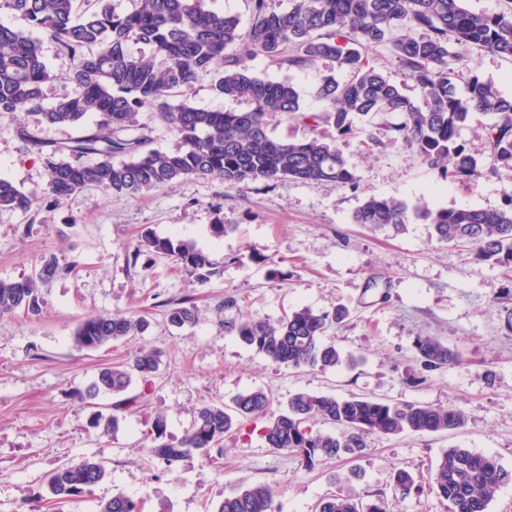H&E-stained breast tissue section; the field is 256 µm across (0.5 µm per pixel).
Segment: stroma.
<instances>
[{
	"label": "stroma",
	"mask_w": 512,
	"mask_h": 512,
	"mask_svg": "<svg viewBox=\"0 0 512 512\" xmlns=\"http://www.w3.org/2000/svg\"><path fill=\"white\" fill-rule=\"evenodd\" d=\"M35 38L55 75L44 88L49 105L71 93V61L44 33ZM248 65L257 76L292 81L307 110H322L315 90L328 63L299 70L257 56ZM393 121L358 118L379 140L368 156L360 155L357 140H339L357 166L355 190L293 179L230 186L187 178L138 197L111 198L90 187L52 205L44 160L23 151L19 130L64 143L78 129L40 124L24 112L0 117V176L40 202L29 212L0 210V279L31 277L49 256L77 265L41 289L39 314L0 317V512L42 505L49 474L85 457L101 462L107 475L72 496L63 512H98L117 493L140 512H215L225 496L262 483L277 491L275 512H318L332 494L380 497L386 512H448L427 485L444 450L489 453L512 471V276L475 261L470 248L437 242L432 225L417 215L426 207L499 209L512 196V173L488 172L471 184L443 181L393 141ZM370 196L406 203L402 232L353 223ZM219 224L224 234L216 233ZM148 231L193 241L214 276L201 285L170 259L134 257ZM187 295L199 318L172 326L171 304ZM228 295L239 301L229 311ZM339 307L349 315L325 339L345 360L324 371L275 364L222 326L227 317L274 323L301 308ZM133 314L147 320L145 335L92 351L75 346L82 321ZM423 336L458 350L462 364L424 371L415 346ZM144 347L159 352L160 368L150 382H134L130 392L142 395L141 404L123 413L117 432L106 431L96 417L111 415L112 397L92 405L81 394L100 367L132 362ZM256 389L268 393L277 412L299 393L374 397L451 408L466 425L373 435L360 457L310 465L299 454L272 451L248 421L225 438L222 466L197 452L172 468L147 465L156 419L164 421V440L177 441L203 405L229 407ZM400 469L419 491L393 492Z\"/></svg>",
	"instance_id": "obj_1"
}]
</instances>
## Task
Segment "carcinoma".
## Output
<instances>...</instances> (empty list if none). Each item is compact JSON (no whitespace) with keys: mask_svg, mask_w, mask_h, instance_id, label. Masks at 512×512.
<instances>
[{"mask_svg":"<svg viewBox=\"0 0 512 512\" xmlns=\"http://www.w3.org/2000/svg\"><path fill=\"white\" fill-rule=\"evenodd\" d=\"M132 2V10L118 11L109 0H0V11L21 14L72 61L69 81L74 85L71 94L45 106L43 87L54 74L38 44L0 25V116L31 112L41 123L68 127H82L88 116L96 117L94 130L50 149L28 130H20L23 149L44 155L49 195L55 202L88 187L110 197H135L193 176L228 185L289 178L356 189V166L337 141L350 136L359 141L362 152H371L377 139L355 126L352 117L378 113L400 116L391 126L394 140L413 149L445 181L464 184L485 174L481 158L461 141L462 130L473 121L484 131L492 171H512V98L504 97L473 65L479 53L512 60V9L475 13L465 8L464 0H290L288 9L276 11L269 0H249L244 29L238 17L207 8L206 0ZM415 29L420 34H411ZM131 42L146 45L149 53L129 52ZM234 45L242 46V53L227 54ZM383 45L391 47L420 96L405 94L370 63L369 51ZM258 55L297 69L334 61L336 72L325 75L316 90L327 107L310 112L292 82L253 75L245 57ZM462 68L469 76L461 93L457 78ZM201 73L212 75L217 93L244 105V110L196 107L189 93ZM142 109L157 113L174 131L171 148L146 151L148 137L131 135L134 117ZM276 116L305 124L309 136L297 142L272 138L268 124ZM89 154L97 160L83 161ZM33 208L34 202L12 181L0 177V209ZM419 216L432 224L438 242L465 243L477 261L512 273V197L498 210L427 208ZM406 217L405 204L370 196L354 213L353 223L399 233ZM144 253L177 261L202 283L215 275L207 255L189 241L147 232L133 251L132 263ZM75 267L62 266L50 256L31 278L0 280V315L21 309L38 312L39 286ZM344 318L341 310L315 314L301 309L276 323L226 320L224 330L279 365L325 370L339 364L342 355L324 334ZM197 319L189 297L169 310V321L177 327ZM147 327L140 316H99L81 323L73 340L81 350H96L141 335ZM416 349L426 371L461 361L458 351L429 336L418 339ZM159 366V354L142 349L126 365L102 368L84 398L124 395L133 378L147 382ZM270 405L262 390L238 396L230 408L205 405L175 445L160 441L159 420L149 462L172 467L194 451L219 460L224 436L260 417L265 419L262 433L268 447L297 452L310 465L322 458L359 456L371 435L448 432L465 426L464 416L452 409L368 397L299 393L284 412H272ZM317 422L332 425L340 434L313 430ZM105 476L104 465L91 458L60 466L49 476L54 510L59 512L70 497ZM510 480L512 472L495 457L461 447L444 451L428 478L432 490L448 502L449 512H488L496 490ZM414 489L412 475L398 470L394 491L409 494ZM275 497L270 485L248 486L224 497L217 512H274ZM100 512L139 510L132 499L117 493ZM319 512L386 510L381 498L365 502L334 494L321 501Z\"/></svg>","mask_w":512,"mask_h":512,"instance_id":"1","label":"carcinoma"}]
</instances>
